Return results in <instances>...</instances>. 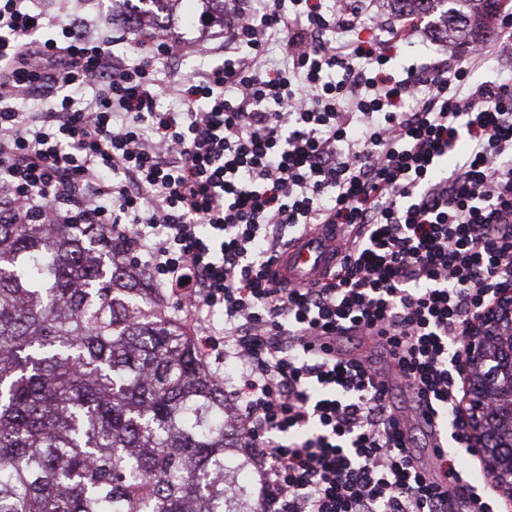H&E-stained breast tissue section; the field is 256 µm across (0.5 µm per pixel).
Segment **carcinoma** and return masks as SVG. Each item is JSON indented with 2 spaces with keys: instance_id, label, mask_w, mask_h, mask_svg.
<instances>
[{
  "instance_id": "1",
  "label": "carcinoma",
  "mask_w": 512,
  "mask_h": 512,
  "mask_svg": "<svg viewBox=\"0 0 512 512\" xmlns=\"http://www.w3.org/2000/svg\"><path fill=\"white\" fill-rule=\"evenodd\" d=\"M157 20L178 0H139ZM474 41L502 0H387ZM91 224L0 223V512H250L241 435L164 289ZM486 393L493 447L512 399Z\"/></svg>"
}]
</instances>
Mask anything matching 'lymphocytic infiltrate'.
<instances>
[{
	"mask_svg": "<svg viewBox=\"0 0 512 512\" xmlns=\"http://www.w3.org/2000/svg\"><path fill=\"white\" fill-rule=\"evenodd\" d=\"M376 6L224 0L221 42L159 29L118 57L112 30L0 0V217L111 229L238 361L253 512H494L461 463L459 367L512 287V83L473 81L483 46L387 73L414 24L341 38ZM189 51L208 66L171 78ZM317 224L333 265L277 280ZM372 331L381 361L337 345Z\"/></svg>",
	"mask_w": 512,
	"mask_h": 512,
	"instance_id": "obj_1",
	"label": "lymphocytic infiltrate"
}]
</instances>
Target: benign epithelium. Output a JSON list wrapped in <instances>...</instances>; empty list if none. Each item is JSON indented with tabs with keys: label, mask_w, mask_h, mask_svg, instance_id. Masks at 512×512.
<instances>
[{
	"label": "benign epithelium",
	"mask_w": 512,
	"mask_h": 512,
	"mask_svg": "<svg viewBox=\"0 0 512 512\" xmlns=\"http://www.w3.org/2000/svg\"><path fill=\"white\" fill-rule=\"evenodd\" d=\"M512 321V290H504L472 325L464 342V400L462 417L466 422L469 443L474 454L481 460L491 479L493 489L505 500L512 501V457L501 463L500 450L491 447L486 434L484 396L479 392L485 372L498 363L494 354L498 337L502 335L504 321Z\"/></svg>",
	"instance_id": "obj_1"
}]
</instances>
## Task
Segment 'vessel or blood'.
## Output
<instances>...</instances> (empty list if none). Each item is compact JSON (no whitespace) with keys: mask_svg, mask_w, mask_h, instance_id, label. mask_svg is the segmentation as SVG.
<instances>
[{"mask_svg":"<svg viewBox=\"0 0 512 512\" xmlns=\"http://www.w3.org/2000/svg\"><path fill=\"white\" fill-rule=\"evenodd\" d=\"M336 244L326 228L310 231L286 249L276 266L279 278L294 285L308 283L330 265Z\"/></svg>","mask_w":512,"mask_h":512,"instance_id":"vessel-or-blood-1","label":"vessel or blood"}]
</instances>
